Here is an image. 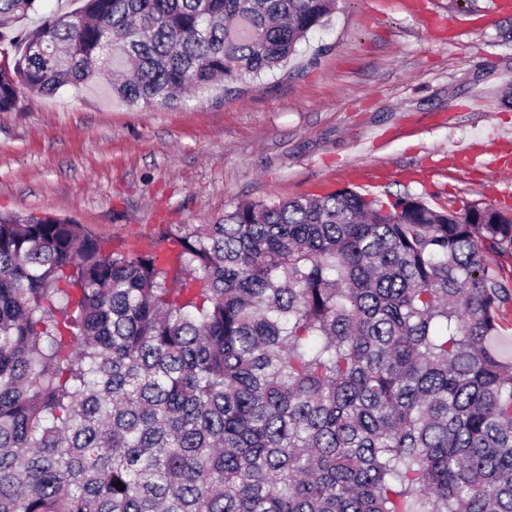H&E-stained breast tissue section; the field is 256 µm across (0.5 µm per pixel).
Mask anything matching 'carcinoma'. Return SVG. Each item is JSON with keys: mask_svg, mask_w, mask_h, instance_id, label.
<instances>
[{"mask_svg": "<svg viewBox=\"0 0 512 512\" xmlns=\"http://www.w3.org/2000/svg\"><path fill=\"white\" fill-rule=\"evenodd\" d=\"M0 0V111L284 66L336 0ZM512 217L344 188L149 249L0 212V512H512ZM122 483L125 489L114 487ZM61 7L62 11H69L71 9H74L78 6H80V3L78 2H60L58 0H40L37 2V8L38 12L33 13L31 12L29 14L28 19L23 20L20 23H16L12 25V28L14 30H20V29H26V28H32L37 24V21L44 15L50 14L52 11L56 10L57 8Z\"/></svg>", "mask_w": 512, "mask_h": 512, "instance_id": "cac0c4a2", "label": "carcinoma"}]
</instances>
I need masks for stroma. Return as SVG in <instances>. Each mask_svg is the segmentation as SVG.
Here are the masks:
<instances>
[{
    "label": "stroma",
    "instance_id": "35a3bbf8",
    "mask_svg": "<svg viewBox=\"0 0 512 512\" xmlns=\"http://www.w3.org/2000/svg\"><path fill=\"white\" fill-rule=\"evenodd\" d=\"M322 188L512 209V14L338 0L285 67L237 92L131 108L101 80L0 112V212L116 242Z\"/></svg>",
    "mask_w": 512,
    "mask_h": 512
}]
</instances>
